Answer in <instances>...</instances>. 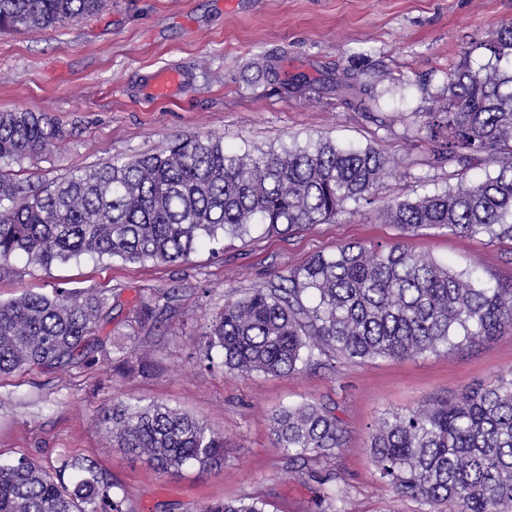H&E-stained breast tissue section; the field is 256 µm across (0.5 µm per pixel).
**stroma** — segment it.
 I'll return each instance as SVG.
<instances>
[{
  "label": "stroma",
  "mask_w": 512,
  "mask_h": 512,
  "mask_svg": "<svg viewBox=\"0 0 512 512\" xmlns=\"http://www.w3.org/2000/svg\"><path fill=\"white\" fill-rule=\"evenodd\" d=\"M507 24L512 0H109L76 22L0 33V112H38L65 132L57 147L24 163L19 177L32 185L206 135L223 137L231 153L321 138L372 145L394 167L373 204L348 203L332 221L291 233L258 228L225 240L218 254L202 246L172 264L87 257L48 269L15 256L0 274V302L92 288L111 311L93 333L97 365L0 376V458L92 459L134 512H195L205 502L252 496L266 501L267 512H317L309 485L274 447L269 424L275 409L315 399L335 408L346 444L308 466L340 473L345 512H424L380 484L369 434L386 414L512 378L511 330L413 358L246 378L200 369L198 337L228 296L351 242L402 241L455 269L477 268L489 283H512L511 240L438 229L409 236L379 218L391 200L456 183L459 167L438 161L424 114L442 94L449 65L467 49L472 67L486 64L476 43ZM263 54L278 56L281 77H304L311 87L281 95L252 65ZM165 68L182 71L185 85L169 99L144 97L148 77ZM345 72L357 89L350 97L336 93ZM145 302L171 309L159 325L143 326L136 315ZM130 398L182 410L223 434V466L171 475L131 461L93 423Z\"/></svg>",
  "instance_id": "1"
}]
</instances>
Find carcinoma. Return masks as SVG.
I'll list each match as a JSON object with an SVG mask.
<instances>
[{
    "label": "carcinoma",
    "mask_w": 512,
    "mask_h": 512,
    "mask_svg": "<svg viewBox=\"0 0 512 512\" xmlns=\"http://www.w3.org/2000/svg\"><path fill=\"white\" fill-rule=\"evenodd\" d=\"M105 0H0V31H36L101 11ZM448 70L446 95L425 113L440 158L461 167L456 185L395 200L379 216L406 233L446 229L512 240V26L476 45ZM62 128L35 112H0V271L24 253L48 269L86 256L172 263L198 245L243 238L257 226L288 233L329 221L350 203L374 202L393 173L374 147L331 141L279 150L224 149L220 137L185 139L127 161L81 168L42 188L14 167L61 142ZM494 173L468 178L481 155ZM94 290L56 288L0 303V375L33 366L65 370L96 362L89 341L107 316ZM512 328V283L490 286L402 243L344 244L259 288L224 301L199 337V365L241 377L290 375L330 360L405 359L499 336ZM289 460L327 458L345 445L340 420L316 400L270 417ZM95 424L112 443L162 472L224 461V436L154 402L124 401ZM383 487L428 512H512V378L465 388L432 404L382 417L369 436ZM337 475L315 477L318 512H342ZM256 497L213 501L199 512H266ZM0 512H132L92 460L57 465L21 455L0 460Z\"/></svg>",
    "instance_id": "1"
}]
</instances>
